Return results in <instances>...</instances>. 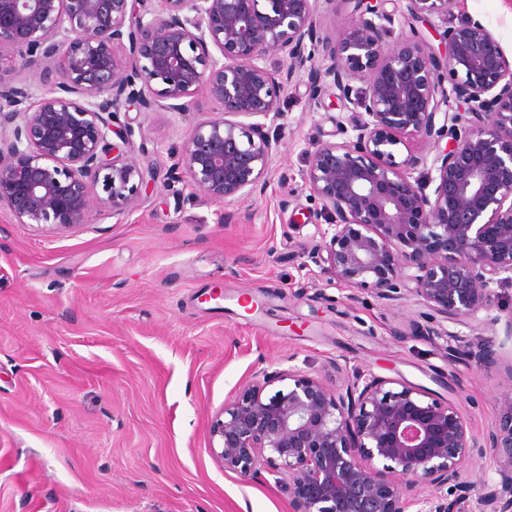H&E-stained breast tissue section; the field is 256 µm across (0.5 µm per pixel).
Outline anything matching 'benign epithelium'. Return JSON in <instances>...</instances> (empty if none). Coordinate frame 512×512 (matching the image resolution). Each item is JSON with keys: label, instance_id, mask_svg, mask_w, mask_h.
Returning <instances> with one entry per match:
<instances>
[{"label": "benign epithelium", "instance_id": "7a95c632", "mask_svg": "<svg viewBox=\"0 0 512 512\" xmlns=\"http://www.w3.org/2000/svg\"><path fill=\"white\" fill-rule=\"evenodd\" d=\"M148 2L0 0V48L18 50L13 69L42 77L33 106L28 86L0 81V209L16 223L80 224L94 198L134 207L155 173L123 149L133 131H114L113 115L186 112L201 88L217 111L190 129L168 180L216 202L263 193L278 140L260 119L305 72L315 94L333 87L359 109L354 135L316 143L302 174L333 226L319 251L349 299L408 291L427 308L414 332L437 336L431 324L469 323L491 285L512 280V61L481 21L447 28L436 53L392 38L386 0H355L358 18L317 66L316 0ZM454 3L407 0L403 23L445 18ZM271 53L286 67L261 65ZM404 135L447 145L431 169L414 154L398 162ZM276 380L288 387L267 395ZM391 384L355 373L332 388L298 369L257 377L224 402L212 449L226 472L275 475L289 512H458L475 489L480 512H512V389L490 434L500 480L476 488L457 407ZM423 487L436 495L420 497Z\"/></svg>", "mask_w": 512, "mask_h": 512}]
</instances>
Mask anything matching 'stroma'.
<instances>
[{
	"mask_svg": "<svg viewBox=\"0 0 512 512\" xmlns=\"http://www.w3.org/2000/svg\"><path fill=\"white\" fill-rule=\"evenodd\" d=\"M356 17L352 0L316 4L326 43ZM470 17L512 59V0H457L448 19L395 32L434 44ZM195 100L114 116L134 130L129 155L156 174L137 206L95 201L65 229L0 210V512H288L274 476L224 471L210 427L255 374L291 367L336 388L360 371L452 401L478 444L469 479L498 481L484 444L512 389V283L493 285L474 326L444 323L485 348L447 361L446 338L410 333L416 298L350 301L313 257L328 224L300 174L313 143L346 140L352 104L331 89L312 98L297 79L279 102L264 194L219 203L167 183L214 109L205 92Z\"/></svg>",
	"mask_w": 512,
	"mask_h": 512,
	"instance_id": "35a3bbf8",
	"label": "stroma"
}]
</instances>
